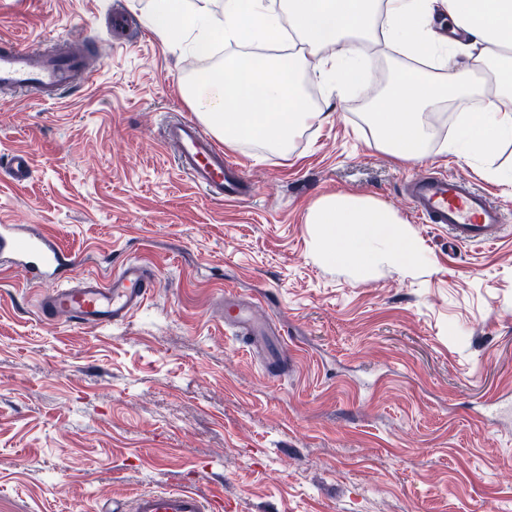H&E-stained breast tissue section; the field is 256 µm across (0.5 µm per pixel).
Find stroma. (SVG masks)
Listing matches in <instances>:
<instances>
[{"instance_id": "stroma-1", "label": "stroma", "mask_w": 512, "mask_h": 512, "mask_svg": "<svg viewBox=\"0 0 512 512\" xmlns=\"http://www.w3.org/2000/svg\"><path fill=\"white\" fill-rule=\"evenodd\" d=\"M153 0H0V39L85 40L95 80L47 103L0 99V164L29 153L18 185L0 173V224L53 235L72 275L104 277L135 257L156 293L129 322L45 324L39 286L0 269V512H96L148 489L189 487L224 512H512V230L454 246L404 197L416 173L474 181L512 218V187L480 157L442 152L403 163L377 148L361 90L339 95L306 70L323 126L287 154L244 142L227 154L253 185L225 203L196 189L161 141L165 120L194 118L182 83L217 68L167 44ZM126 16L144 36L114 43ZM336 193L393 208L418 256L365 276L311 248L308 208ZM233 290L278 320L288 366L269 377L226 329Z\"/></svg>"}]
</instances>
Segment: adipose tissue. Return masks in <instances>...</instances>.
I'll return each mask as SVG.
<instances>
[{
    "label": "adipose tissue",
    "mask_w": 512,
    "mask_h": 512,
    "mask_svg": "<svg viewBox=\"0 0 512 512\" xmlns=\"http://www.w3.org/2000/svg\"><path fill=\"white\" fill-rule=\"evenodd\" d=\"M213 2L154 0L151 24L164 40L191 37L198 55L215 41L232 47L220 71L198 73L182 88L227 146L256 140L284 154L299 129L326 122L328 113L308 105L299 74L314 56L333 89L357 84L370 66L360 52L364 32L383 36L399 55L428 56L442 71L434 81L402 70L376 102L370 118L382 151L404 162L423 159V115L472 86L495 102L462 116L450 152L488 157L512 138V0H223L218 11ZM305 221L319 258L357 274L380 265L401 270L416 258L401 218L375 199L327 195Z\"/></svg>",
    "instance_id": "1"
}]
</instances>
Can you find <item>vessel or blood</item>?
<instances>
[{
  "label": "vessel or blood",
  "mask_w": 512,
  "mask_h": 512,
  "mask_svg": "<svg viewBox=\"0 0 512 512\" xmlns=\"http://www.w3.org/2000/svg\"><path fill=\"white\" fill-rule=\"evenodd\" d=\"M89 55L84 48L34 50L1 40L0 94L34 93L45 101L57 100L64 91L93 82ZM163 137L173 148L181 172L197 189L221 201L246 195V178L238 164L200 124L186 117L175 118L167 122ZM6 173L15 183L27 181L32 173L29 154L12 151ZM407 196L418 217L444 229L457 246L495 242L511 220L487 194L450 174L412 178ZM0 262L25 268L30 282L56 281V288L38 300L39 315L48 323L65 314L78 325L119 326L142 310L155 291L151 269L136 259L123 261L108 278L86 276L72 281L67 275L70 257L52 235L29 233L21 224H0ZM220 303L225 324L236 328L247 347L259 348L263 337L277 334L273 320L257 319L253 304L233 292L221 295ZM223 507V502L185 488L140 492L131 501H113L101 512H222Z\"/></svg>",
  "instance_id": "1"
}]
</instances>
